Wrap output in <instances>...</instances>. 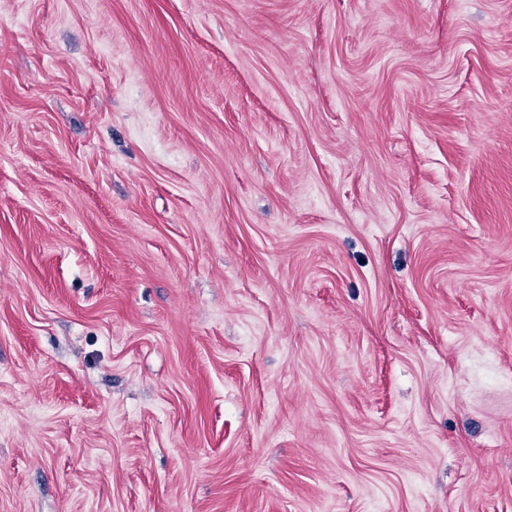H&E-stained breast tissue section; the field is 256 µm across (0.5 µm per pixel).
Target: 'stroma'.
Wrapping results in <instances>:
<instances>
[{"instance_id": "1", "label": "stroma", "mask_w": 512, "mask_h": 512, "mask_svg": "<svg viewBox=\"0 0 512 512\" xmlns=\"http://www.w3.org/2000/svg\"><path fill=\"white\" fill-rule=\"evenodd\" d=\"M0 512H512V0H0Z\"/></svg>"}]
</instances>
